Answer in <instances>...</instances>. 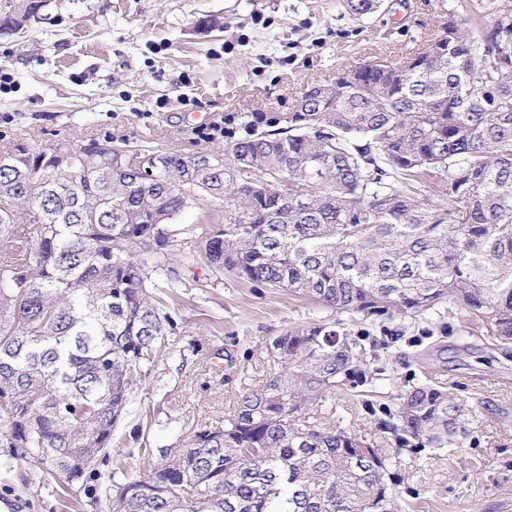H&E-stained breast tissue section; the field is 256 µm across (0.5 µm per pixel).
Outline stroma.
Here are the masks:
<instances>
[{"instance_id":"35a3bbf8","label":"stroma","mask_w":512,"mask_h":512,"mask_svg":"<svg viewBox=\"0 0 512 512\" xmlns=\"http://www.w3.org/2000/svg\"><path fill=\"white\" fill-rule=\"evenodd\" d=\"M387 2L357 19L342 0H51L42 20L0 34V147L84 145L109 133L185 154L216 150L237 114L291 112L308 85L405 56L477 0ZM331 316L286 291L186 269L176 329L134 385L109 462L85 490L67 492L36 459L17 460L0 468V497L19 500L23 512H109L95 493L111 472L145 477L160 449L179 447L192 425L222 419L243 386L269 378V338ZM372 332L389 344L383 372L330 398L336 426L375 429L418 383L443 386L474 416L464 448L392 456L399 512H512V352L444 308L430 323L396 320ZM136 425L140 443L130 436Z\"/></svg>"}]
</instances>
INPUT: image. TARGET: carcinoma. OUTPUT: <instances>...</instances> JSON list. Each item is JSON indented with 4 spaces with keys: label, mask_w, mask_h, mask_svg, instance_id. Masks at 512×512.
<instances>
[{
    "label": "carcinoma",
    "mask_w": 512,
    "mask_h": 512,
    "mask_svg": "<svg viewBox=\"0 0 512 512\" xmlns=\"http://www.w3.org/2000/svg\"><path fill=\"white\" fill-rule=\"evenodd\" d=\"M362 18L383 0H343ZM392 62L345 70L285 117L242 113L222 152L184 155L111 136L0 150V448L70 490L107 460L176 321L172 262L300 294L363 323L445 304L512 345V0ZM45 0H9L0 34ZM123 153L127 162L112 165ZM426 181L442 205L406 181ZM220 221L182 224L200 205ZM20 208L27 222L17 221ZM350 351L336 347V337ZM275 372L224 420L187 429L145 478L112 473L110 512H395L389 455L308 414L378 361L363 330L321 320L266 345ZM383 427L403 447L464 445V405L414 385Z\"/></svg>",
    "instance_id": "obj_1"
}]
</instances>
